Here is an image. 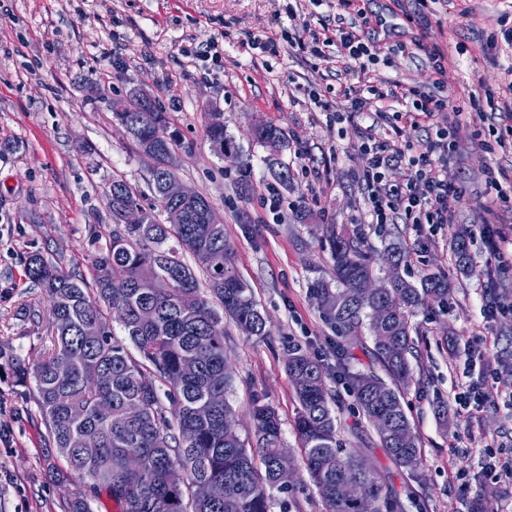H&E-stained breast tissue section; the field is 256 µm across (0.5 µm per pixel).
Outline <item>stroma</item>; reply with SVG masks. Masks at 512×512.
<instances>
[{
	"label": "stroma",
	"instance_id": "1",
	"mask_svg": "<svg viewBox=\"0 0 512 512\" xmlns=\"http://www.w3.org/2000/svg\"><path fill=\"white\" fill-rule=\"evenodd\" d=\"M370 40L381 49L420 43L422 51L393 55L376 74L389 82L426 86L435 75L428 52L440 48L458 95L497 89L512 59H490L484 42L499 31L503 0H363ZM336 0H0V350L31 364L49 342V304L27 279L24 259L38 251L66 272L91 273L97 246L93 224L110 227L105 192L119 177L147 188L150 163L112 121L113 102L131 89L150 95L181 133L176 176L206 197L224 220L234 268L269 317L267 338L247 337L224 325L233 372L228 393L239 413L238 434L250 440L254 399L272 404L283 441L299 455L294 431L297 403L283 369L288 346L301 345L335 364V336L309 295L311 283L331 278L321 225L361 229L377 254L390 242L426 241L411 252L408 270L420 277L445 270L454 295L447 307L416 310L413 338L420 371L404 391V407L421 439L416 474L397 467L379 446L374 428L354 417L346 386L328 377L337 394L341 436L366 451L379 480L407 512H471L481 487H495L489 450H512V313L489 319L490 299L512 302V270L498 268L480 234L486 214V166L512 171V145L482 153L485 122L459 124L457 155L449 174L465 188L453 224H369L359 178L367 158L357 146L367 115L328 121L309 91L355 83L358 70L335 71L305 45L322 23H335ZM281 41L277 54L251 48L245 33ZM292 42H285V35ZM218 101L226 133L240 147L237 162L219 159L205 136L203 107ZM282 129L280 152L253 142L251 127ZM92 146L84 156L83 146ZM289 167L292 188L278 186L271 161ZM305 209L307 219L296 216ZM466 233L471 265L460 269L451 243ZM482 385L486 402L460 408L453 398L465 385ZM448 403V420L436 414ZM0 512H63L84 494L77 480L46 466L45 428L31 389L0 368Z\"/></svg>",
	"mask_w": 512,
	"mask_h": 512
}]
</instances>
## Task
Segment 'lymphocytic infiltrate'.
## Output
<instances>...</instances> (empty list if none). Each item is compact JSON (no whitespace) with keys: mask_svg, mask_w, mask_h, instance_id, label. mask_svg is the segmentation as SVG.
I'll list each match as a JSON object with an SVG mask.
<instances>
[{"mask_svg":"<svg viewBox=\"0 0 512 512\" xmlns=\"http://www.w3.org/2000/svg\"><path fill=\"white\" fill-rule=\"evenodd\" d=\"M337 2L350 10V19H337L334 27L324 28L315 35L310 53L331 63L343 60L346 68L358 69L364 76L362 82L340 86L338 94L350 103L352 111L372 114L371 125L364 127L360 136L361 148L367 156L361 181L368 223H453L464 189L448 176V159L454 146L448 140L447 130H437L435 139L416 149L390 138L381 139L375 133V126L379 123L394 126L401 121L414 127L429 126L442 114L447 115L452 125L472 115L482 119L486 116L483 105L494 102L495 92L475 89L460 99L456 107H449L451 93L444 79V57L438 52L429 56L437 74L433 90L406 89L401 83L390 84L371 76L370 68L379 58L376 47L364 35L361 24L364 14L356 9V0ZM389 98L405 103V110L392 113L373 108V101ZM397 166L406 170L403 181L388 180L387 172Z\"/></svg>","mask_w":512,"mask_h":512,"instance_id":"f902f5d3","label":"lymphocytic infiltrate"}]
</instances>
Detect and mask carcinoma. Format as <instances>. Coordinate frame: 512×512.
<instances>
[{
	"instance_id": "obj_1",
	"label": "carcinoma",
	"mask_w": 512,
	"mask_h": 512,
	"mask_svg": "<svg viewBox=\"0 0 512 512\" xmlns=\"http://www.w3.org/2000/svg\"><path fill=\"white\" fill-rule=\"evenodd\" d=\"M150 107L148 112H114L112 119L136 149L147 144L158 154L150 179L153 220L119 223L120 211L140 198L125 180L114 177L106 190L112 229L89 228L98 244L91 281L62 270L39 252L25 257V276L49 302L54 346L49 357L30 366L13 361L11 369L15 381L33 391L50 469L78 478L93 497L106 496L120 512H270V491L289 492L276 476L281 421L271 404L257 400L250 411L255 443L241 440L237 414L227 399L233 376L224 372V320L247 336L265 338V316L234 268L224 225L204 223L195 203L169 204L159 197L157 183L169 174L165 164L178 142L165 139L167 117L155 104ZM205 136L211 145L223 144L224 159L237 160L239 147L224 128L207 126ZM251 137L265 146L285 144L282 130L273 126L255 128ZM171 211L180 213V223L158 219ZM322 232L333 279L316 280L309 294L321 321L336 336L338 377L345 380L358 416L372 426L381 417L390 421V429L377 431L380 447L413 476L420 441L399 385L413 377V313L448 306V274L438 269L411 279L406 267L410 246L393 242L385 248L393 268L386 287L374 295L363 287L374 277V258L361 230L327 224ZM454 254L459 267H469L467 239L455 237ZM186 255L206 274L208 292L201 291ZM117 303L125 310L120 336L112 326ZM382 305L392 309L391 324L384 329L375 317ZM145 308L152 312L147 322L140 319ZM89 321L100 326L98 335L84 334ZM365 328L389 383L372 371L346 370L350 348ZM284 365L299 404L294 426L301 462L322 512H403L401 502L377 480L373 461L345 447L325 364L292 345ZM396 428L410 432L407 446L395 442L391 430ZM132 454L140 457L136 468L127 463ZM175 463L184 472L178 486L166 478ZM345 478L361 482L353 498L336 488ZM206 484L222 486L223 496L206 497Z\"/></svg>"
}]
</instances>
